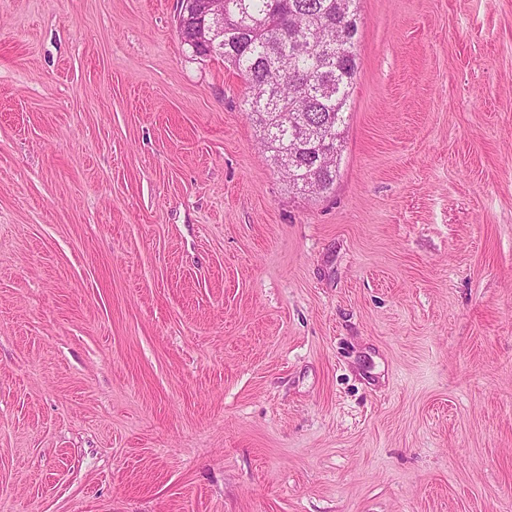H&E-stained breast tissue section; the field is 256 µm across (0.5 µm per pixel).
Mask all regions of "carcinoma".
I'll return each mask as SVG.
<instances>
[{
  "instance_id": "obj_1",
  "label": "carcinoma",
  "mask_w": 512,
  "mask_h": 512,
  "mask_svg": "<svg viewBox=\"0 0 512 512\" xmlns=\"http://www.w3.org/2000/svg\"><path fill=\"white\" fill-rule=\"evenodd\" d=\"M219 47L216 55L230 63L248 89L244 111L259 132L273 164L294 150L304 167L286 173L303 190L327 192L336 181L345 108L357 75V0H224V31H202L181 16L179 33L194 46L200 33ZM301 102V134L290 124L273 134L265 112L288 111Z\"/></svg>"
}]
</instances>
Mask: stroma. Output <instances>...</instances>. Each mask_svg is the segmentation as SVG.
Segmentation results:
<instances>
[{
	"instance_id": "35a3bbf8",
	"label": "stroma",
	"mask_w": 512,
	"mask_h": 512,
	"mask_svg": "<svg viewBox=\"0 0 512 512\" xmlns=\"http://www.w3.org/2000/svg\"><path fill=\"white\" fill-rule=\"evenodd\" d=\"M177 0H0V512H512V0H360L330 193Z\"/></svg>"
}]
</instances>
